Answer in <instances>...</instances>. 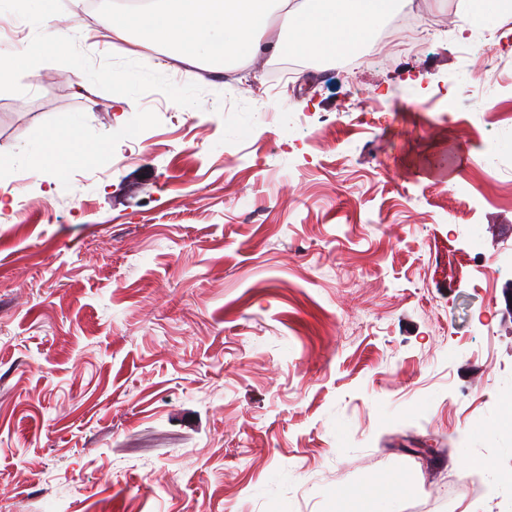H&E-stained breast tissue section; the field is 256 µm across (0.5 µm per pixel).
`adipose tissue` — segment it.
I'll return each mask as SVG.
<instances>
[{
	"instance_id": "1",
	"label": "adipose tissue",
	"mask_w": 512,
	"mask_h": 512,
	"mask_svg": "<svg viewBox=\"0 0 512 512\" xmlns=\"http://www.w3.org/2000/svg\"><path fill=\"white\" fill-rule=\"evenodd\" d=\"M412 0H155L153 12L107 13L96 32L55 27V0H25L29 46L39 56L71 48L74 38L111 37L114 50L137 60L164 43L170 55L223 70L228 60L254 62L305 53L315 63L356 54L392 13ZM275 38H266L271 25Z\"/></svg>"
}]
</instances>
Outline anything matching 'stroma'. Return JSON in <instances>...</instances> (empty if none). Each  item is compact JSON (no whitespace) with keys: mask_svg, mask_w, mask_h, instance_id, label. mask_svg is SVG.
I'll list each match as a JSON object with an SVG mask.
<instances>
[{"mask_svg":"<svg viewBox=\"0 0 512 512\" xmlns=\"http://www.w3.org/2000/svg\"><path fill=\"white\" fill-rule=\"evenodd\" d=\"M25 18L0 25V512H355L398 478L402 512H512V147L485 156L512 62L434 30L277 90L159 45L138 66L167 80L130 88L108 42L30 67Z\"/></svg>","mask_w":512,"mask_h":512,"instance_id":"stroma-1","label":"stroma"}]
</instances>
